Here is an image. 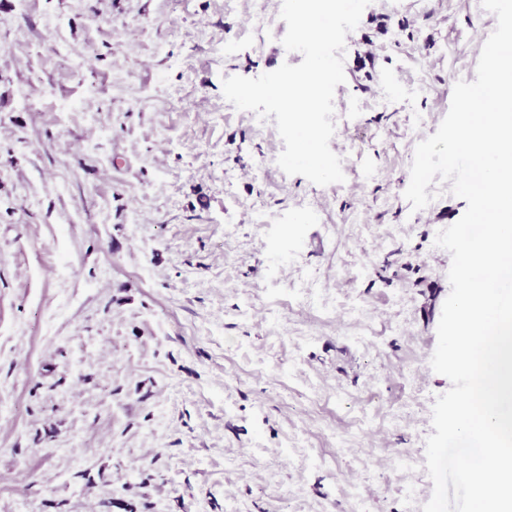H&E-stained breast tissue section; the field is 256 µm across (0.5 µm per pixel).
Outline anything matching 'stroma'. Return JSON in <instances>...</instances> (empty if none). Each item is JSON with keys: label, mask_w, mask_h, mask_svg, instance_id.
Listing matches in <instances>:
<instances>
[{"label": "stroma", "mask_w": 512, "mask_h": 512, "mask_svg": "<svg viewBox=\"0 0 512 512\" xmlns=\"http://www.w3.org/2000/svg\"><path fill=\"white\" fill-rule=\"evenodd\" d=\"M251 0H0V512H422L450 293L416 145L494 14L371 0L346 37L344 182L275 163L230 76L282 64Z\"/></svg>", "instance_id": "obj_1"}]
</instances>
